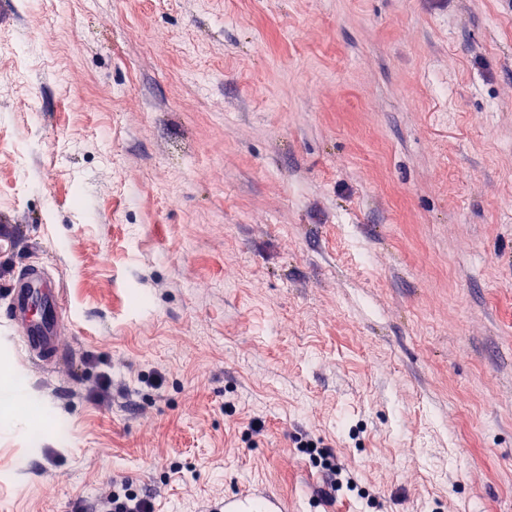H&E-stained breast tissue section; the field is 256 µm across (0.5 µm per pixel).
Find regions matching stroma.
<instances>
[{
    "label": "stroma",
    "instance_id": "1",
    "mask_svg": "<svg viewBox=\"0 0 512 512\" xmlns=\"http://www.w3.org/2000/svg\"><path fill=\"white\" fill-rule=\"evenodd\" d=\"M510 197L512 0H0V512H512ZM60 299L57 285L44 270L25 269L10 288L4 314L22 337L23 347L30 357L41 363L58 360L55 347ZM42 310L38 319L33 307ZM299 447L309 448L319 455L330 459V461L325 464V474L326 483L330 486L331 490L336 492V487H342L344 482L347 487L355 486L356 480L352 473L346 470L341 464L335 462L333 454L328 448H319L318 441H314L313 439L301 441ZM336 476H339V478ZM126 484L112 479V489L101 490L88 505L87 512H154L157 494L150 490L128 492Z\"/></svg>",
    "mask_w": 512,
    "mask_h": 512
}]
</instances>
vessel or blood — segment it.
I'll return each instance as SVG.
<instances>
[{"mask_svg":"<svg viewBox=\"0 0 512 512\" xmlns=\"http://www.w3.org/2000/svg\"><path fill=\"white\" fill-rule=\"evenodd\" d=\"M60 299L57 285L42 270L26 269L10 288L4 312L30 357L41 363L58 359L55 347Z\"/></svg>","mask_w":512,"mask_h":512,"instance_id":"obj_1","label":"vessel or blood"}]
</instances>
